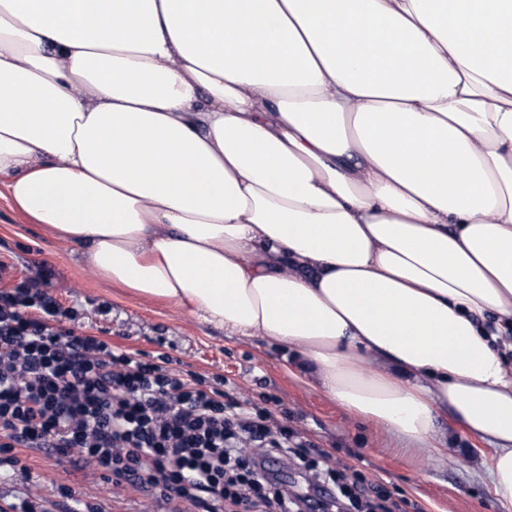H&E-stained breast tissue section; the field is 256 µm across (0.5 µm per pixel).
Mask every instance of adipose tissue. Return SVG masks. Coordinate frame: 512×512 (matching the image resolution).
I'll use <instances>...</instances> for the list:
<instances>
[{"label":"adipose tissue","instance_id":"ef3b65f1","mask_svg":"<svg viewBox=\"0 0 512 512\" xmlns=\"http://www.w3.org/2000/svg\"><path fill=\"white\" fill-rule=\"evenodd\" d=\"M0 197L512 512V0H0Z\"/></svg>","mask_w":512,"mask_h":512}]
</instances>
